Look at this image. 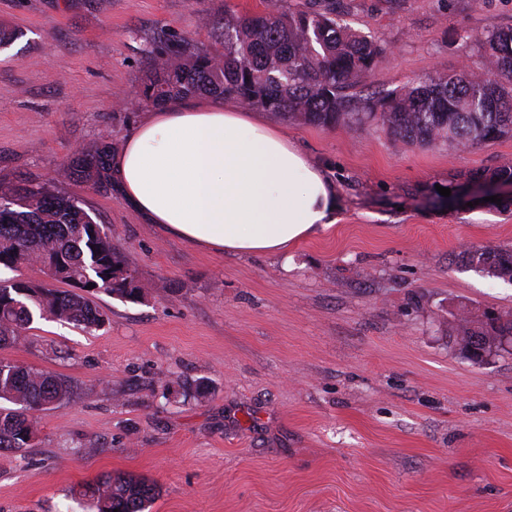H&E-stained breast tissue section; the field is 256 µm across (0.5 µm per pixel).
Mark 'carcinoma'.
<instances>
[{"label":"carcinoma","instance_id":"obj_1","mask_svg":"<svg viewBox=\"0 0 512 512\" xmlns=\"http://www.w3.org/2000/svg\"><path fill=\"white\" fill-rule=\"evenodd\" d=\"M343 12L271 9L224 24V53L193 50L183 40L146 79L140 100L155 105L199 95L232 96L285 118L322 128L375 122L411 145L450 149L512 137V27L476 38L482 71L467 68L428 83L409 82L381 92L372 76L386 47L352 29ZM112 140L78 152L63 175L99 193H112ZM512 179V165L488 169L479 181ZM465 264L489 277L512 282V248H471ZM38 265L68 290L18 280L0 285V349L16 343L35 318L55 319L97 330L108 317L84 294L86 286L132 301L144 297L136 269L96 226L81 203L46 186L0 179V267ZM512 336V318L492 326L480 315L455 317L448 335ZM69 381L11 360L0 361V451L31 447L37 422L30 415L69 399ZM96 512H146L157 486L124 474H106L84 484Z\"/></svg>","mask_w":512,"mask_h":512}]
</instances>
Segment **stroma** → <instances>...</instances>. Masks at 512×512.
<instances>
[{
  "instance_id": "stroma-1",
  "label": "stroma",
  "mask_w": 512,
  "mask_h": 512,
  "mask_svg": "<svg viewBox=\"0 0 512 512\" xmlns=\"http://www.w3.org/2000/svg\"><path fill=\"white\" fill-rule=\"evenodd\" d=\"M326 0H0V179L78 198L146 289L90 300L85 331L37 319L0 356L66 377L25 453L0 452V512H94L84 483L157 484L148 512H512V354L448 345L461 311L512 314V284L460 250L512 246V205L444 203L512 139L424 148L381 126L325 129L260 110L323 167L336 222L283 255L218 254L164 233L123 199L64 178L102 131L120 146L168 46L224 50L222 23ZM387 51L376 89L478 69L512 0H348ZM171 389H164V382Z\"/></svg>"
}]
</instances>
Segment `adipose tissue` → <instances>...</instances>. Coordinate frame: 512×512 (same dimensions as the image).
Wrapping results in <instances>:
<instances>
[{
    "label": "adipose tissue",
    "mask_w": 512,
    "mask_h": 512,
    "mask_svg": "<svg viewBox=\"0 0 512 512\" xmlns=\"http://www.w3.org/2000/svg\"><path fill=\"white\" fill-rule=\"evenodd\" d=\"M112 175L165 233L223 254H284L336 222L321 169L248 108L171 100L128 135Z\"/></svg>",
    "instance_id": "adipose-tissue-1"
}]
</instances>
